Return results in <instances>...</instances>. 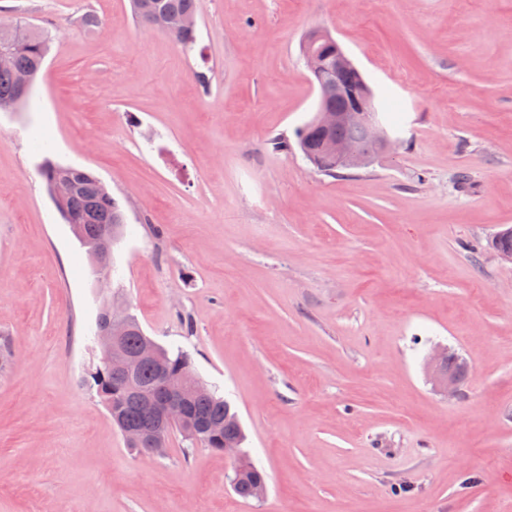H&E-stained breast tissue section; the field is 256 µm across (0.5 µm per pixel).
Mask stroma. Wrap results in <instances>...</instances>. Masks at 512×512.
Returning <instances> with one entry per match:
<instances>
[{
    "mask_svg": "<svg viewBox=\"0 0 512 512\" xmlns=\"http://www.w3.org/2000/svg\"><path fill=\"white\" fill-rule=\"evenodd\" d=\"M197 5L187 54L130 0H0L55 37L31 107L0 112V512H512V0ZM315 28L390 107L367 168L270 145L316 112ZM48 159L125 213L109 284ZM114 301L231 402L265 499L179 434L128 448L86 382ZM437 345L468 365L452 397ZM448 356V361L446 363V369L455 372L458 376L463 375V370L461 368V364L457 361V359L448 355L447 349L436 347L430 354L427 362L428 372L432 381L436 386L440 387L444 391H448V394L457 393L458 381L457 378L450 375L445 374L441 365L445 358Z\"/></svg>",
    "mask_w": 512,
    "mask_h": 512,
    "instance_id": "stroma-1",
    "label": "stroma"
}]
</instances>
